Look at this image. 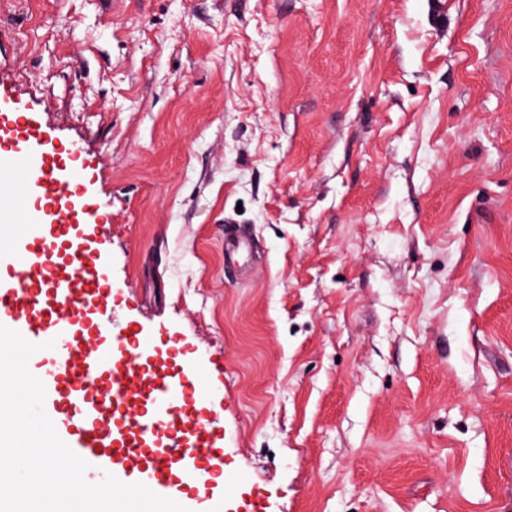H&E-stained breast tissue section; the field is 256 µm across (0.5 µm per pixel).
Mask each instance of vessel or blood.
Masks as SVG:
<instances>
[{
    "label": "vessel or blood",
    "instance_id": "vessel-or-blood-1",
    "mask_svg": "<svg viewBox=\"0 0 512 512\" xmlns=\"http://www.w3.org/2000/svg\"><path fill=\"white\" fill-rule=\"evenodd\" d=\"M74 148H49L31 130L24 108L0 116V181L11 192L0 198V244L15 245L14 276L0 287V319L35 344L48 341L67 353L64 368L49 365L50 390L60 413L88 417L71 435V449L87 463L100 457L110 442L113 462L134 460L145 442L158 444L145 485L166 495L174 464L197 460L187 476L209 494L212 482L224 475L223 450L214 443L217 416L188 412L200 399L198 379L176 380L166 362L150 363L151 343L137 333L103 337L91 322L112 288L104 268L79 235L77 219L89 216L77 188L82 171L74 164ZM38 190L49 209L65 215L45 225L42 238L30 227L31 190ZM112 394L110 417L101 414L100 390Z\"/></svg>",
    "mask_w": 512,
    "mask_h": 512
}]
</instances>
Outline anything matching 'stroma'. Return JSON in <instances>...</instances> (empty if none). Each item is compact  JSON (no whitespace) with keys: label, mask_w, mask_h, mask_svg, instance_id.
Wrapping results in <instances>:
<instances>
[{"label":"stroma","mask_w":512,"mask_h":512,"mask_svg":"<svg viewBox=\"0 0 512 512\" xmlns=\"http://www.w3.org/2000/svg\"><path fill=\"white\" fill-rule=\"evenodd\" d=\"M0 100L79 149L227 507L512 512V0H0Z\"/></svg>","instance_id":"obj_1"}]
</instances>
